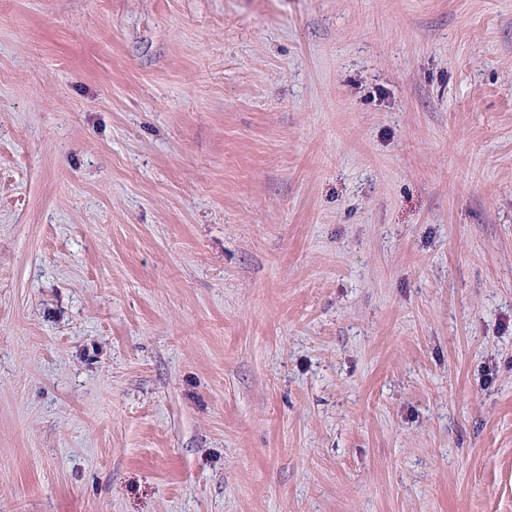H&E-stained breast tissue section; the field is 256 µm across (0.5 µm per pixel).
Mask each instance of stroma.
I'll list each match as a JSON object with an SVG mask.
<instances>
[{
    "label": "stroma",
    "mask_w": 512,
    "mask_h": 512,
    "mask_svg": "<svg viewBox=\"0 0 512 512\" xmlns=\"http://www.w3.org/2000/svg\"><path fill=\"white\" fill-rule=\"evenodd\" d=\"M0 512H512V0H0Z\"/></svg>",
    "instance_id": "obj_1"
}]
</instances>
